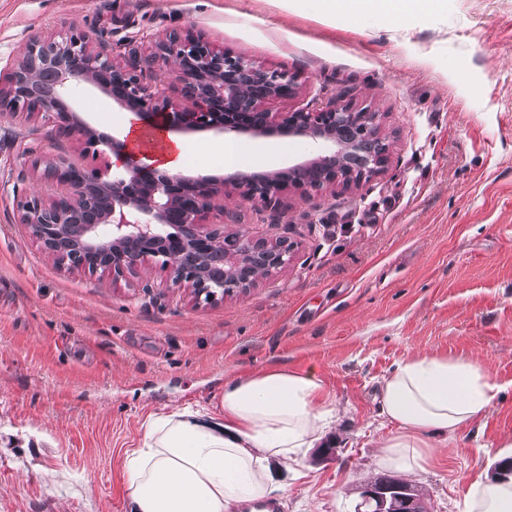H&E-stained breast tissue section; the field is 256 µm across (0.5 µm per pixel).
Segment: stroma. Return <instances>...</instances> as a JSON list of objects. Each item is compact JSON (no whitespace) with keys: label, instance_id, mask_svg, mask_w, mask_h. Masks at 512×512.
<instances>
[{"label":"stroma","instance_id":"obj_1","mask_svg":"<svg viewBox=\"0 0 512 512\" xmlns=\"http://www.w3.org/2000/svg\"><path fill=\"white\" fill-rule=\"evenodd\" d=\"M63 29L108 51L204 33L297 76L299 96L270 111L323 93L377 112L390 161L347 191H287L276 212L230 204L225 232L297 248L287 268L214 303L171 287L157 258L131 285L60 271L0 194V512H128L123 460L148 416L214 408L226 381L270 365L316 371L341 432L330 458L304 448L293 469H273L286 512H354L366 472L404 479L428 512H467L471 478L512 458V0H425L401 19L327 18L312 0H0V68L30 35ZM72 106L124 137L128 111L96 89H79ZM47 130L0 115V180L22 174L26 151L74 155V138ZM182 139L184 175L223 176L222 135ZM236 141L249 173L318 152L288 136ZM420 352L478 358L501 390L406 477L374 455L393 429L377 387Z\"/></svg>","mask_w":512,"mask_h":512}]
</instances>
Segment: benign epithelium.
Masks as SVG:
<instances>
[{
    "label": "benign epithelium",
    "instance_id": "obj_1",
    "mask_svg": "<svg viewBox=\"0 0 512 512\" xmlns=\"http://www.w3.org/2000/svg\"><path fill=\"white\" fill-rule=\"evenodd\" d=\"M119 61L94 49L86 35L72 31L28 38L23 56L0 76V112L39 115L49 133L77 136L80 156L47 165L34 159L32 168L53 192L18 203L24 224L40 248L67 273L99 275L100 284L140 277L149 259L164 258L173 285L187 288L195 300L224 299L217 289L189 273L194 261L225 276L250 263L288 267L295 245L269 241L246 232L224 240V199L236 195L263 208L280 204L277 194L293 187L312 198L326 189L343 191L384 172L389 157L366 163L358 159V137L384 140L378 113L356 108L339 95L325 103L272 112L267 104L291 100L300 93L298 79L270 70L252 59L213 45L201 34L173 32L149 45L129 40ZM161 62L181 85V99L166 87L143 82L137 68ZM101 91L145 125L185 132L251 136L287 135L309 138L321 147L310 162L260 174L236 172L220 178L191 179L132 159L121 160L126 141L91 128L72 108L77 88ZM103 156L105 169L89 170L81 162L88 149ZM394 499L399 512H421L410 488ZM388 491L361 489V507H386Z\"/></svg>",
    "mask_w": 512,
    "mask_h": 512
}]
</instances>
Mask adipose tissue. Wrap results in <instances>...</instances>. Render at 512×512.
Returning a JSON list of instances; mask_svg holds the SVG:
<instances>
[{
    "label": "adipose tissue",
    "mask_w": 512,
    "mask_h": 512,
    "mask_svg": "<svg viewBox=\"0 0 512 512\" xmlns=\"http://www.w3.org/2000/svg\"><path fill=\"white\" fill-rule=\"evenodd\" d=\"M127 157L176 173L189 163L184 142L155 127L160 151L126 127ZM500 387L467 357L434 353L399 363L379 387L381 413L395 429L376 442L380 460L408 475L441 442L482 419ZM336 400L314 372L268 367L227 382L217 410L176 409L149 416L139 447L124 458L129 512H242L271 498L272 465L288 467L301 448H330ZM471 512H512V484L474 478Z\"/></svg>",
    "instance_id": "obj_1"
}]
</instances>
